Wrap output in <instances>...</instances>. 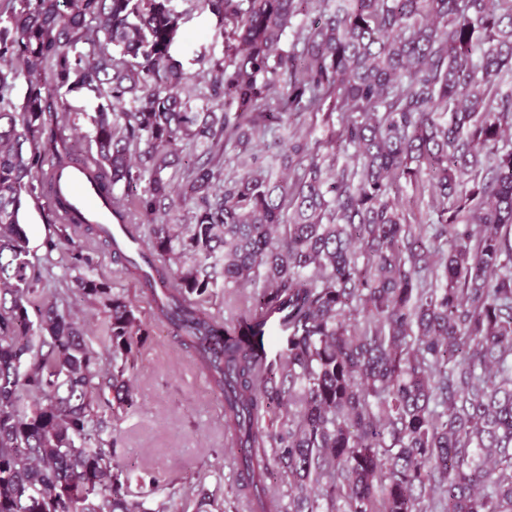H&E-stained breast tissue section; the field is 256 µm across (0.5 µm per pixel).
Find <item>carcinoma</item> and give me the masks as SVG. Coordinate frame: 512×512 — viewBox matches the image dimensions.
Returning a JSON list of instances; mask_svg holds the SVG:
<instances>
[{
  "label": "carcinoma",
  "mask_w": 512,
  "mask_h": 512,
  "mask_svg": "<svg viewBox=\"0 0 512 512\" xmlns=\"http://www.w3.org/2000/svg\"><path fill=\"white\" fill-rule=\"evenodd\" d=\"M194 9L224 25L197 98L171 52ZM19 75L22 106L0 96V512L28 490L39 512H144L98 413L134 405L146 330L79 274L109 319L103 356L42 299L20 211L49 158L89 168L147 261L175 266L155 279L47 211L46 253L80 270L98 237L224 394L250 512H512V0H7L0 86ZM62 88L100 100L96 153L46 135ZM306 112L325 137L290 132L259 162ZM404 184L436 223H411ZM244 286L248 342L201 304Z\"/></svg>",
  "instance_id": "cac0c4a2"
}]
</instances>
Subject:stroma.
<instances>
[{"instance_id":"35a3bbf8","label":"stroma","mask_w":512,"mask_h":512,"mask_svg":"<svg viewBox=\"0 0 512 512\" xmlns=\"http://www.w3.org/2000/svg\"><path fill=\"white\" fill-rule=\"evenodd\" d=\"M191 81L189 89H203L200 58L224 55V29L215 17L194 11L184 18L172 47ZM62 111L70 119L62 135L80 150L93 149L92 118L97 102L77 93H61ZM45 199L24 202L22 222L29 239L30 260L40 272L46 299L70 311L89 346L105 352L110 345L108 320L74 283L76 275L66 249L46 254ZM93 260L91 274L113 292L129 295L147 330L135 353L131 375L135 405L130 412L104 410L117 426L116 460L131 495L147 512L165 506L167 512H248L233 493L236 460L224 435V397L215 391L185 349L155 316L153 303L123 274L110 251L86 239Z\"/></svg>"}]
</instances>
